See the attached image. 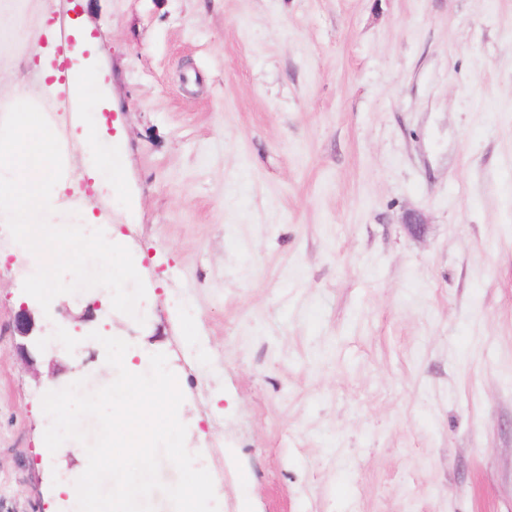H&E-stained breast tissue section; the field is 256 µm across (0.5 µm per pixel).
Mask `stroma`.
<instances>
[{"mask_svg": "<svg viewBox=\"0 0 512 512\" xmlns=\"http://www.w3.org/2000/svg\"><path fill=\"white\" fill-rule=\"evenodd\" d=\"M70 20L132 199L86 195L146 297L45 310L0 264V512L84 472L41 399L102 370L94 331L166 355L218 512H512V0H20L0 82Z\"/></svg>", "mask_w": 512, "mask_h": 512, "instance_id": "obj_1", "label": "stroma"}]
</instances>
